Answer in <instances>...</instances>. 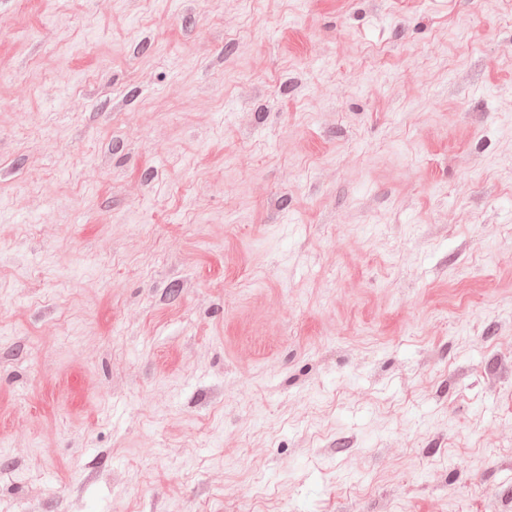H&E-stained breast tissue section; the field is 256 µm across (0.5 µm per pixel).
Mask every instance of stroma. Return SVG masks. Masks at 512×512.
Masks as SVG:
<instances>
[{
    "label": "stroma",
    "instance_id": "stroma-1",
    "mask_svg": "<svg viewBox=\"0 0 512 512\" xmlns=\"http://www.w3.org/2000/svg\"><path fill=\"white\" fill-rule=\"evenodd\" d=\"M0 512H512V0H0Z\"/></svg>",
    "mask_w": 512,
    "mask_h": 512
}]
</instances>
